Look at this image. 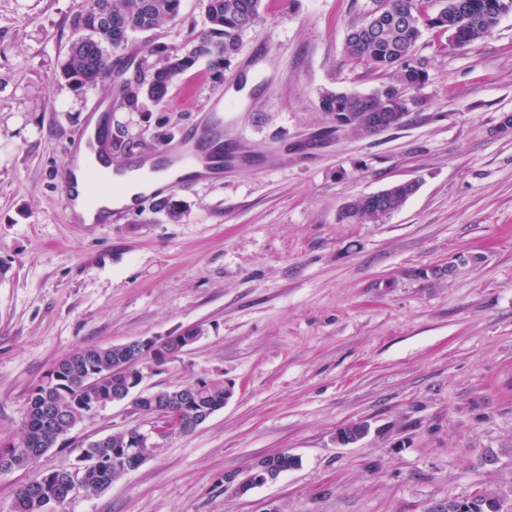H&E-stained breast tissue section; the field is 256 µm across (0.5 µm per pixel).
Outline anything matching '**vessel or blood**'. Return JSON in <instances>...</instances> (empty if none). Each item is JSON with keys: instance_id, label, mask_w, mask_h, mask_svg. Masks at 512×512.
I'll list each match as a JSON object with an SVG mask.
<instances>
[{"instance_id": "obj_1", "label": "vessel or blood", "mask_w": 512, "mask_h": 512, "mask_svg": "<svg viewBox=\"0 0 512 512\" xmlns=\"http://www.w3.org/2000/svg\"><path fill=\"white\" fill-rule=\"evenodd\" d=\"M108 116L99 107L91 114L86 127L78 134L75 153L88 155L81 167H66L60 177L62 200L66 208L90 207L94 221L109 224L124 216L127 206L102 208L98 194L107 186H121L129 179L157 171L176 175L178 181H207L220 177L225 167L241 161L238 149L224 145V114L212 113L200 129L184 134L175 143L151 153L129 151L124 157L113 156L107 146Z\"/></svg>"}]
</instances>
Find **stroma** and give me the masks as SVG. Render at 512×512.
Masks as SVG:
<instances>
[{"instance_id": "stroma-1", "label": "stroma", "mask_w": 512, "mask_h": 512, "mask_svg": "<svg viewBox=\"0 0 512 512\" xmlns=\"http://www.w3.org/2000/svg\"><path fill=\"white\" fill-rule=\"evenodd\" d=\"M82 0H0V443L18 440L26 394L80 347L202 338L155 368L145 390L198 378L232 388L195 431L56 512H428L483 490L512 508V13L456 50L424 31L428 79L401 127L356 139L324 90L369 93L385 76L344 50L365 0H263L223 81L206 64L161 103L114 108L112 140L150 150L235 101L224 139L246 154L223 180L168 189L117 224L73 223L59 174L108 85L59 75ZM203 0L148 40L182 46ZM415 180L376 224H349L352 198ZM470 256L443 280L407 277ZM371 425L339 446L341 426ZM152 417L124 403L86 416L29 468L0 472V512L37 472L89 441ZM299 464L238 496L261 460Z\"/></svg>"}]
</instances>
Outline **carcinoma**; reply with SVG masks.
I'll return each mask as SVG.
<instances>
[{
  "mask_svg": "<svg viewBox=\"0 0 512 512\" xmlns=\"http://www.w3.org/2000/svg\"><path fill=\"white\" fill-rule=\"evenodd\" d=\"M182 0H83V5L70 19V27L80 34L73 40L60 63V75L77 90H88L107 82L117 64L136 59L128 53L136 36L147 34L164 23H177L181 18ZM387 10L379 18L362 15L346 37V55L373 72L393 75L371 93H337L321 95L322 110L327 112L349 134L371 136L400 127L410 107L416 102L406 91L422 86L428 77L424 63L416 55V44L424 29H437L448 34V44L464 48L489 36L500 18L512 12V0H438L439 9L429 12L427 0H386ZM262 0H204L206 26L200 31L187 30L189 46L177 49L166 44L147 43L149 55L155 57L144 79L131 85L116 87L123 106L140 110L144 98L160 103L175 79L206 61L218 77L229 67L238 53L242 36L260 17ZM112 16V26L102 19V12ZM414 181L397 182L379 191L348 201L341 218L355 224L378 223L398 210L417 190ZM126 352L119 344L88 346L62 357L55 381L32 387L26 396L22 435L14 443L0 446V472L25 469L48 450L56 447V438L46 426L43 407L50 403L59 417L62 433L68 425L77 424L95 401L107 405L112 395L131 377L115 379L112 367L125 362ZM196 387L190 400L167 403L163 408L190 417L202 408H224V381L201 378L190 382ZM136 428L110 434L102 448L88 453L99 459V465L87 471L85 479L97 489H104L121 476L112 465L115 457L134 452L131 445ZM70 468L61 466L39 472L19 487L15 499L20 512H51L54 504L40 497L43 485L60 483Z\"/></svg>",
  "mask_w": 512,
  "mask_h": 512,
  "instance_id": "cac0c4a2",
  "label": "carcinoma"
}]
</instances>
